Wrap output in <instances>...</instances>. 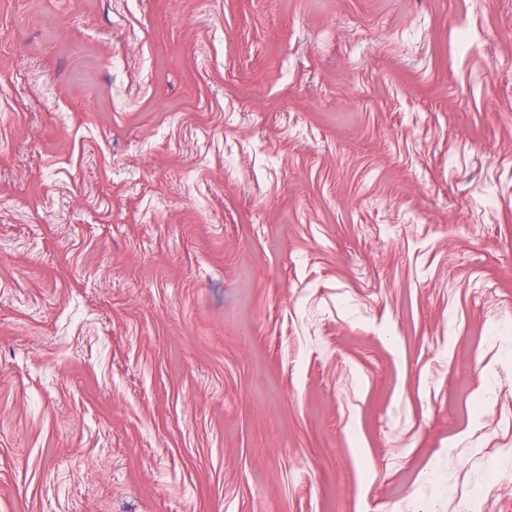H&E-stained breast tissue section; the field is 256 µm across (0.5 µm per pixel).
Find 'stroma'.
<instances>
[{"instance_id": "obj_1", "label": "stroma", "mask_w": 512, "mask_h": 512, "mask_svg": "<svg viewBox=\"0 0 512 512\" xmlns=\"http://www.w3.org/2000/svg\"><path fill=\"white\" fill-rule=\"evenodd\" d=\"M0 512H512V0H0Z\"/></svg>"}]
</instances>
